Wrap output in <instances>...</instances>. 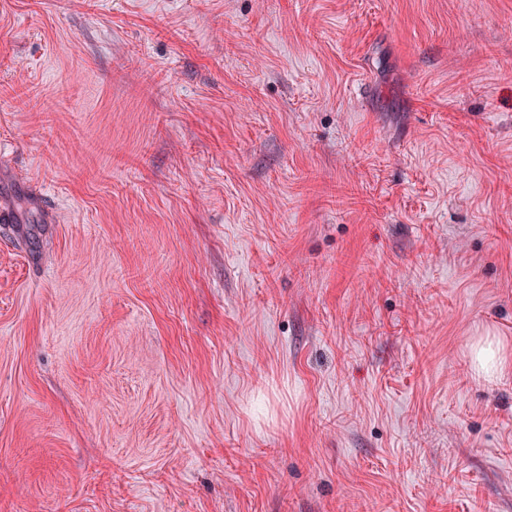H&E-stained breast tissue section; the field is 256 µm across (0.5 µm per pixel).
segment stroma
I'll list each match as a JSON object with an SVG mask.
<instances>
[{"mask_svg":"<svg viewBox=\"0 0 512 512\" xmlns=\"http://www.w3.org/2000/svg\"><path fill=\"white\" fill-rule=\"evenodd\" d=\"M0 512H512V0H0ZM472 367L480 378L493 381L499 377L505 365V355L498 340L487 337L472 349Z\"/></svg>","mask_w":512,"mask_h":512,"instance_id":"35a3bbf8","label":"stroma"}]
</instances>
